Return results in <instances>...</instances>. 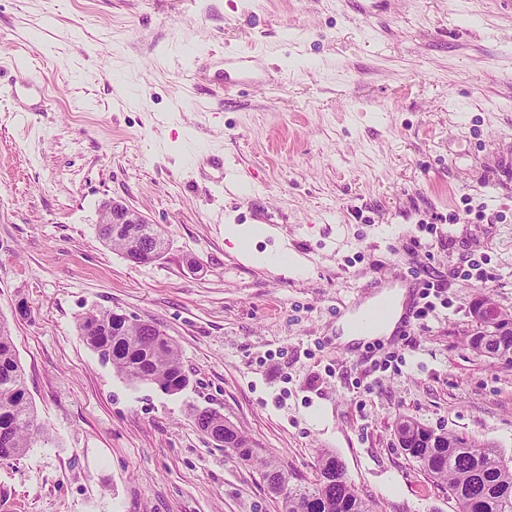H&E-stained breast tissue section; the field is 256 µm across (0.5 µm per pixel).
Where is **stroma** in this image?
Masks as SVG:
<instances>
[{
    "mask_svg": "<svg viewBox=\"0 0 512 512\" xmlns=\"http://www.w3.org/2000/svg\"><path fill=\"white\" fill-rule=\"evenodd\" d=\"M112 198L165 230L160 261L99 239ZM467 203L486 220L452 223ZM394 277L443 284L425 326L347 348L344 306ZM483 295L512 313V0H0V317L43 427L0 459V512H282L196 408L303 480L334 451L372 512H457L396 425L512 460V364L467 344ZM106 309L175 342L181 393L99 360L78 323ZM271 233V230L262 224H228L224 227V236L237 246L242 247L246 242ZM246 257L253 262L262 264L274 263L280 267L288 268L289 273L298 272L303 267L302 258L286 248H281L274 253L257 254L248 252ZM195 424L212 441L220 447L221 443L228 441L231 444L232 452L243 462H251L257 456L251 440L233 423L225 419L220 414L208 410H194L192 413Z\"/></svg>",
    "mask_w": 512,
    "mask_h": 512,
    "instance_id": "1",
    "label": "stroma"
}]
</instances>
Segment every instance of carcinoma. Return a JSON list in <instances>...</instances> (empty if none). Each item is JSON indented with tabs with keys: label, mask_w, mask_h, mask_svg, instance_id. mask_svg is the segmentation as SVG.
Masks as SVG:
<instances>
[{
	"label": "carcinoma",
	"mask_w": 512,
	"mask_h": 512,
	"mask_svg": "<svg viewBox=\"0 0 512 512\" xmlns=\"http://www.w3.org/2000/svg\"><path fill=\"white\" fill-rule=\"evenodd\" d=\"M141 232L142 243L152 239L153 224L98 225L103 242L129 254L135 240L129 228ZM86 343L104 364L132 384L157 386L176 394L189 383L172 339L150 325L127 324L110 311H92L79 323ZM468 346L489 358L512 350L510 336H469ZM195 424L216 445L227 441L243 462L257 456L251 440L223 416L208 410L192 413ZM42 433L34 406L26 397L24 369L16 355L8 323L0 319V459H20ZM433 430L414 420L400 426L399 443L405 455L432 480L448 487L458 512H512V466L505 464L491 443ZM261 475L282 499L283 512H371L366 500L349 481L336 453L322 450L314 479L295 483L288 469L275 460H263Z\"/></svg>",
	"instance_id": "cac0c4a2"
}]
</instances>
